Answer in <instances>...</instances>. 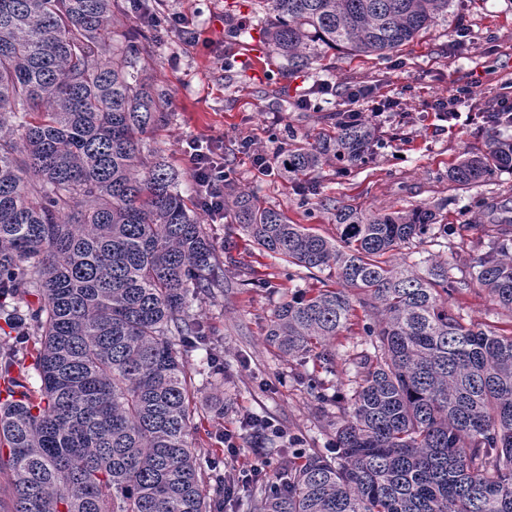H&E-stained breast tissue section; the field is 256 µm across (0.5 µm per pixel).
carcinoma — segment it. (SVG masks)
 <instances>
[{
  "mask_svg": "<svg viewBox=\"0 0 512 512\" xmlns=\"http://www.w3.org/2000/svg\"><path fill=\"white\" fill-rule=\"evenodd\" d=\"M265 39L290 72L319 47L387 57L429 30L451 0H262ZM115 0H0V475L5 512H215L192 443L186 370L209 327L190 298L224 287L212 241L164 161L141 144L169 93L146 77L142 42L115 26ZM367 122L294 143L290 178L365 164ZM512 171V139L448 167L453 190ZM333 210L336 240L243 194L237 219L262 251L336 286L279 304L267 340L303 363L331 361L354 297L373 352L330 452L288 448L287 480L249 512H512V327L462 323L448 264L425 271L399 250L436 225L429 206ZM471 281L512 314V250L476 258ZM40 386L28 384L30 372Z\"/></svg>",
  "mask_w": 512,
  "mask_h": 512,
  "instance_id": "cac0c4a2",
  "label": "carcinoma"
}]
</instances>
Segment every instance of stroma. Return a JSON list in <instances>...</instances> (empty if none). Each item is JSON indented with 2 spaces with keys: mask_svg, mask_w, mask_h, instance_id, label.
I'll use <instances>...</instances> for the list:
<instances>
[{
  "mask_svg": "<svg viewBox=\"0 0 512 512\" xmlns=\"http://www.w3.org/2000/svg\"><path fill=\"white\" fill-rule=\"evenodd\" d=\"M230 2L144 0L148 10L187 18L200 36L188 44L177 32L147 26L132 12L129 0H118L125 32L149 48V76L172 97L170 110L160 113L142 145L145 158L162 156L185 186L191 180L182 155L185 142L223 137L224 165L232 177L225 201L242 191L253 194L259 205L282 210L292 222L328 238L335 237L336 226L331 211L319 206L322 198L366 211L435 207L439 223L464 225V232L402 248L399 260L447 263L452 279L463 284L448 305L463 322L511 323L512 313L494 304L485 291L470 287L468 280L478 256L475 243L489 234L493 219L512 209V172H500L468 189L449 190V165L463 154L484 150L486 135L449 126L430 104L465 84L474 86L482 101L498 94L501 82L512 81V0H453L447 14L398 56L354 57L326 47L316 70L293 76L271 50H264L257 64L238 57L235 34L255 24L260 6L257 0H238L235 8ZM326 81L334 92L318 93ZM362 82L374 86L376 100L400 103L378 132L382 145L373 159L345 174L323 166L305 184L288 179L280 166L269 171L254 166L253 151L274 159L291 140L311 142L331 132L336 114L348 108L344 86ZM476 210L482 222L472 227L468 221ZM202 224L224 263V286L190 309L211 328L214 345L211 351L193 352L186 369L197 386L193 443L213 492L224 472V432L244 415L269 419L283 431L279 438L246 437L240 450V461L264 464L265 479L271 482L288 472L289 438L302 439L307 448L326 449L343 411L318 403L307 386L306 367L264 336L276 306L295 293L333 281V273L325 270L313 278L305 269L261 251L234 215L221 224L207 218ZM258 278L265 280V287H255ZM353 322L351 331L331 348L332 365L319 373L326 388L342 396L350 395L355 358L367 347L363 309H356ZM210 354L223 363L224 371L199 376Z\"/></svg>",
  "mask_w": 512,
  "mask_h": 512,
  "instance_id": "1",
  "label": "stroma"
}]
</instances>
